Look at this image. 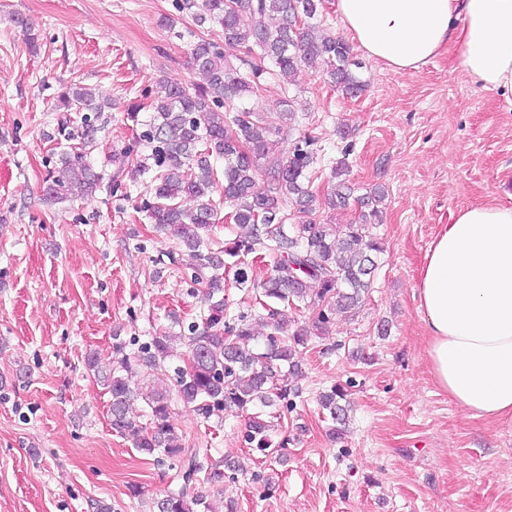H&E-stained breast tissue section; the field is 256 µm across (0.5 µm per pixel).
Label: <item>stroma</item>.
<instances>
[{"mask_svg": "<svg viewBox=\"0 0 512 512\" xmlns=\"http://www.w3.org/2000/svg\"><path fill=\"white\" fill-rule=\"evenodd\" d=\"M174 0H0V512H155L177 468L133 448L110 425V396L86 364L110 371L114 339L199 321L202 293L182 264H159L178 240L155 232L149 178L114 158L139 134L130 102L168 78L192 84V20ZM30 22L29 45L16 18ZM364 91L347 97L301 70L291 88L261 80L250 106L268 115L292 95L308 104L274 139L299 136L322 155L312 189L351 144L356 194L387 191L373 228L386 252L361 308L312 330L295 407L275 420L282 453L246 445L247 414L202 422L172 399L181 447L243 465L235 481L200 480L189 494L234 512H512V432L469 417L435 384L413 290L429 246L462 208L512 206V100L480 88L442 50L395 72L354 51ZM111 99L82 153L104 180L87 197L50 201L64 144L52 106L66 85ZM351 383L342 439L317 403ZM140 496H131L130 486Z\"/></svg>", "mask_w": 512, "mask_h": 512, "instance_id": "stroma-1", "label": "stroma"}]
</instances>
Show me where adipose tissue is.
Returning <instances> with one entry per match:
<instances>
[{
    "instance_id": "1",
    "label": "adipose tissue",
    "mask_w": 512,
    "mask_h": 512,
    "mask_svg": "<svg viewBox=\"0 0 512 512\" xmlns=\"http://www.w3.org/2000/svg\"><path fill=\"white\" fill-rule=\"evenodd\" d=\"M370 59L418 70L443 48L474 84L512 97V0H336ZM414 298L437 385L471 417L512 430V206L458 210L425 257Z\"/></svg>"
}]
</instances>
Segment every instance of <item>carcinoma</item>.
<instances>
[{
	"mask_svg": "<svg viewBox=\"0 0 512 512\" xmlns=\"http://www.w3.org/2000/svg\"><path fill=\"white\" fill-rule=\"evenodd\" d=\"M321 0H175L178 12L191 17L202 28L219 24L224 44L247 51L240 65L224 62V52L215 43L200 38L192 45L190 64L202 82L190 88L176 80L163 79V94L148 104L152 116L133 143L121 152L129 158L139 150L150 151L131 168V177L152 174L154 200L144 203L156 230L179 240L193 259L189 265L193 284L205 288L206 315L202 324L191 323L179 334L133 337L137 351L126 353L127 342L112 345L117 367L103 377L111 396L112 430L132 441L147 455L158 454L178 463L183 485L171 489L157 502L158 512H221L202 495L188 496L187 487L205 473L214 480L224 478L220 463L197 453L186 454L175 443L171 423L169 391L155 388L146 399L147 420L130 413L139 392L125 376L130 359L151 370L173 372V386L184 406L206 422L229 412L245 413L255 407L245 425L243 441L261 451L277 452L288 438L273 443L267 415L277 417L289 410L288 376L299 371L295 360L299 348L309 341V328L283 322L279 304H303L314 312V327L327 328L338 313L358 307L371 288L382 243L371 233L381 221L379 205L385 188L375 186L353 196L348 182V164L342 159L332 166L335 180L324 200L309 189L318 159L317 139L298 138L293 151L280 157L270 151L271 138L296 117L297 98H285L283 111L268 117L244 105L259 81L277 77L288 81L301 68L326 76L343 94L356 96L362 84L351 70V45L340 37L324 34L318 20ZM248 71L241 72L242 66ZM112 103L97 98L80 84L57 96L59 112H81V138L95 132L94 118ZM224 160L217 172L214 160ZM67 172L63 181L48 185L46 194L62 199L83 196L100 187L101 173L80 153H60ZM271 175L266 186L259 174ZM220 187L224 200L233 203L231 218L245 233L233 246L220 252L205 231L215 223L217 207L211 194ZM291 207H286L284 202ZM362 208L356 224H328L317 219L321 208L345 210L350 202ZM297 214L305 221L293 224ZM260 250L274 258L271 272L259 283L266 301L269 331L256 335L249 317H227L224 299L225 262L221 254L246 258ZM184 342L189 355L173 368L166 365L173 344ZM332 435H341L350 408L349 385L334 384L319 395Z\"/></svg>",
	"mask_w": 512,
	"mask_h": 512,
	"instance_id": "obj_1",
	"label": "carcinoma"
}]
</instances>
